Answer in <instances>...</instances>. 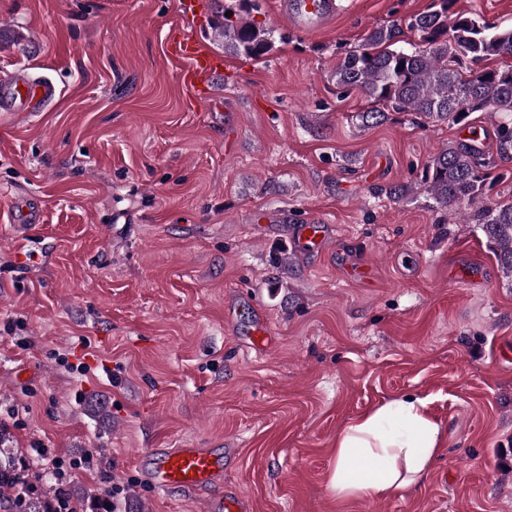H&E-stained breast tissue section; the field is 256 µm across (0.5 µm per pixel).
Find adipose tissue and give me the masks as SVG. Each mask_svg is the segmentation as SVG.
Returning a JSON list of instances; mask_svg holds the SVG:
<instances>
[{
  "instance_id": "adipose-tissue-1",
  "label": "adipose tissue",
  "mask_w": 512,
  "mask_h": 512,
  "mask_svg": "<svg viewBox=\"0 0 512 512\" xmlns=\"http://www.w3.org/2000/svg\"><path fill=\"white\" fill-rule=\"evenodd\" d=\"M442 441L425 399L392 400L337 433L329 489L341 504L397 495L426 478Z\"/></svg>"
}]
</instances>
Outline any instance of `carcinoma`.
<instances>
[{"instance_id": "obj_1", "label": "carcinoma", "mask_w": 512, "mask_h": 512, "mask_svg": "<svg viewBox=\"0 0 512 512\" xmlns=\"http://www.w3.org/2000/svg\"><path fill=\"white\" fill-rule=\"evenodd\" d=\"M455 0H432L431 7L409 19L408 27L422 34L424 49L396 50L401 34L396 25L375 28L358 49L336 64L332 73L342 88H355L377 105L360 114L362 124H379L388 111L414 112L433 121L459 125L486 108L512 112V65L505 71L480 64L492 58L512 59V29L496 30L464 12ZM212 22L215 39L232 53L260 58L273 49L271 30L239 14ZM465 115H460V112ZM496 137L502 154L512 151V119L499 123ZM493 162L480 160L473 146L450 142L433 154L425 184L439 207L451 210L463 202L473 205L470 219L482 225L503 274L512 278V201L480 204ZM17 456L0 448V495L11 493L14 512H55L50 498L35 500L20 488Z\"/></svg>"}]
</instances>
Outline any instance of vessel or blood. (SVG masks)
Returning <instances> with one entry per match:
<instances>
[{
  "label": "vessel or blood",
  "mask_w": 512,
  "mask_h": 512,
  "mask_svg": "<svg viewBox=\"0 0 512 512\" xmlns=\"http://www.w3.org/2000/svg\"><path fill=\"white\" fill-rule=\"evenodd\" d=\"M337 0H287L289 17L302 29L322 28L335 16ZM178 14L188 20L187 28L170 37L169 57L178 63V82L198 100L214 98L212 78L223 72V59L213 55L196 36L192 25L202 12L201 0H178ZM57 98L55 84L47 78H32L17 73L10 81L0 83V111L39 112ZM12 221L21 227H35L42 221V208L33 199H24L13 210ZM329 225L307 220L293 225L290 240L296 252L302 255H321L330 239ZM227 320L233 321L238 335L249 339L254 349L271 347L274 339L262 314L256 313L247 321H237L234 311H227ZM142 465L154 489L188 494H214L216 512H247V498L232 494L216 495L215 489L224 473V456L211 448H152L144 452Z\"/></svg>",
  "instance_id": "b4317fda"
}]
</instances>
